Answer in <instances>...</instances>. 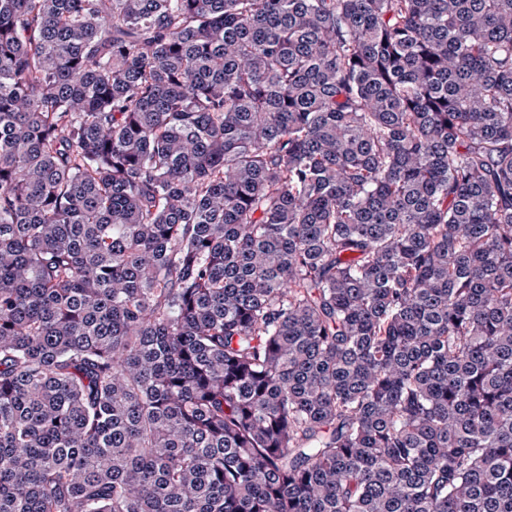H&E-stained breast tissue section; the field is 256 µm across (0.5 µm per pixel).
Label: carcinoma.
Segmentation results:
<instances>
[{
  "label": "carcinoma",
  "instance_id": "obj_1",
  "mask_svg": "<svg viewBox=\"0 0 512 512\" xmlns=\"http://www.w3.org/2000/svg\"><path fill=\"white\" fill-rule=\"evenodd\" d=\"M0 512H512V0H0Z\"/></svg>",
  "mask_w": 512,
  "mask_h": 512
}]
</instances>
